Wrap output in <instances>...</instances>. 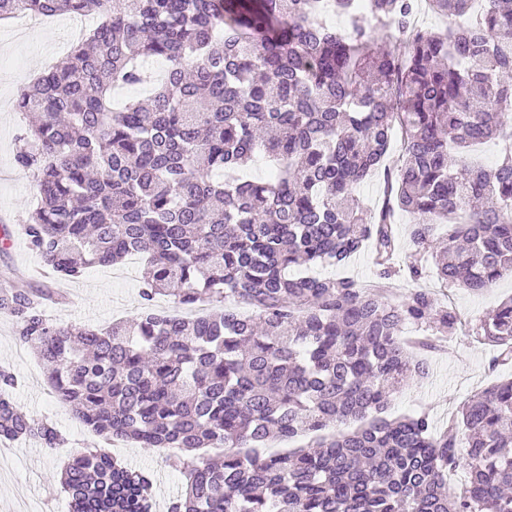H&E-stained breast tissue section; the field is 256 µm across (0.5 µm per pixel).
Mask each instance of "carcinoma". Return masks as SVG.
Returning a JSON list of instances; mask_svg holds the SVG:
<instances>
[{"label":"carcinoma","instance_id":"carcinoma-1","mask_svg":"<svg viewBox=\"0 0 512 512\" xmlns=\"http://www.w3.org/2000/svg\"><path fill=\"white\" fill-rule=\"evenodd\" d=\"M429 5L448 31L413 29L419 0H0V19L100 16L15 98L16 111L40 113L14 153L38 185L30 248L65 279L135 253L146 263L140 312L106 329L47 319L42 302L61 299L52 288H1L0 315L97 435L183 461L186 490L168 512H512V380L474 394L439 433L424 412L383 416L424 377L403 326L443 339L459 323L418 286L387 301L395 209L421 248L413 283L431 259L445 285L471 292L512 277V0H484L463 24L470 0ZM328 10L345 30L320 19ZM149 57L163 79L115 107V88L148 81ZM499 136L494 167L461 157ZM396 138L402 164L386 171L381 208L365 210L355 190ZM257 151L275 181L245 175ZM366 242L375 284L306 274ZM158 296L210 311L159 314ZM476 339L512 363V298ZM17 383L1 365L0 440L66 447L17 406ZM459 424L469 480L451 493ZM305 435L314 443L267 453ZM154 485L99 448L73 454L60 477L70 512H153Z\"/></svg>","mask_w":512,"mask_h":512}]
</instances>
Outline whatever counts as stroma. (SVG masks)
Listing matches in <instances>:
<instances>
[{"label":"stroma","mask_w":512,"mask_h":512,"mask_svg":"<svg viewBox=\"0 0 512 512\" xmlns=\"http://www.w3.org/2000/svg\"><path fill=\"white\" fill-rule=\"evenodd\" d=\"M12 20L0 21V45L11 50L0 58V99L12 98L20 87L36 79L30 68L32 59H63L73 39L69 24H41L29 30L25 41H14ZM25 120L22 114L0 108V218H8L4 236L0 237V277L31 288L48 286L66 296L65 303L48 304L45 314L60 323L104 327L115 320L136 315L141 307L143 267L140 260L127 259L111 267H96L76 279L49 276L32 278L43 262L31 250L22 231L21 220L38 189L33 177L16 167L14 139ZM412 217L405 212L395 214L399 247L393 263L396 270L391 280V303H399L411 281L408 267L414 263L418 247L410 237ZM438 304L453 308L461 322L452 340L440 346L418 349L415 355L426 363L428 375L393 395L386 414L398 418L416 412H427L435 429H445L448 422L475 393L500 381L512 379V365L496 366L495 350L474 338L483 316L502 301L512 298V278L499 280L482 294L475 295L460 287H444L435 274L422 280ZM0 365L10 367L19 377L14 391L17 405L30 417L52 421L67 437V447L43 448L27 438L9 443V451L0 457V503L27 497L33 512H69V500L60 493L61 471L71 450L100 447L99 437L82 424L68 406L50 393L45 369L35 354L17 339L13 321L0 317ZM112 455L133 467L152 471L156 476V512H167L169 502L185 489V476L179 464L166 457L164 450L148 451L132 442L110 446Z\"/></svg>","instance_id":"1"}]
</instances>
